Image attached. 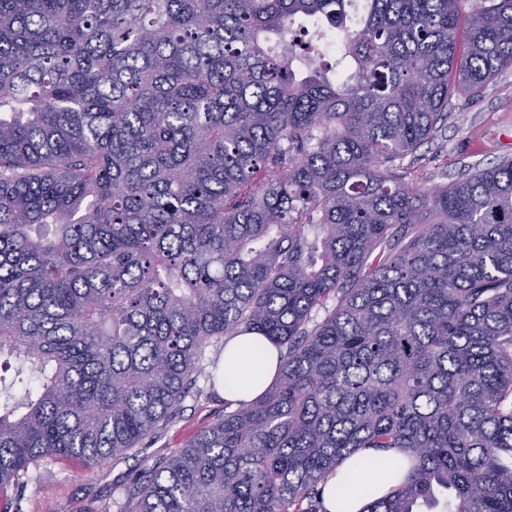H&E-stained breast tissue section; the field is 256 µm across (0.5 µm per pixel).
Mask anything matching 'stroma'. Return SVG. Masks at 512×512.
<instances>
[{
    "instance_id": "stroma-1",
    "label": "stroma",
    "mask_w": 512,
    "mask_h": 512,
    "mask_svg": "<svg viewBox=\"0 0 512 512\" xmlns=\"http://www.w3.org/2000/svg\"><path fill=\"white\" fill-rule=\"evenodd\" d=\"M441 131L402 161L405 180L443 186L468 173L512 157V68L489 81L476 98L456 94ZM184 412L126 459L87 470L45 459L31 465L13 492L15 512H117L144 463L168 457L224 413V396L199 379Z\"/></svg>"
}]
</instances>
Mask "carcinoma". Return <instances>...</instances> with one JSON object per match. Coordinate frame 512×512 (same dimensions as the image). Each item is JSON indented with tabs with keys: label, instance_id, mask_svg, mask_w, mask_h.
I'll use <instances>...</instances> for the list:
<instances>
[{
	"label": "carcinoma",
	"instance_id": "cac0c4a2",
	"mask_svg": "<svg viewBox=\"0 0 512 512\" xmlns=\"http://www.w3.org/2000/svg\"><path fill=\"white\" fill-rule=\"evenodd\" d=\"M354 7L0 0V512L39 460H122L248 335L275 379L119 512H325L360 448L415 458L364 512H512V158L395 168L512 68V0Z\"/></svg>",
	"mask_w": 512,
	"mask_h": 512
}]
</instances>
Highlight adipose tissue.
Here are the masks:
<instances>
[{
    "label": "adipose tissue",
    "mask_w": 512,
    "mask_h": 512,
    "mask_svg": "<svg viewBox=\"0 0 512 512\" xmlns=\"http://www.w3.org/2000/svg\"><path fill=\"white\" fill-rule=\"evenodd\" d=\"M278 362L277 348L264 337H234L219 363L224 378L218 387L225 399H253L272 381ZM407 464V453L397 449H359L325 482L326 512H362L367 503L401 484Z\"/></svg>",
    "instance_id": "adipose-tissue-1"
}]
</instances>
